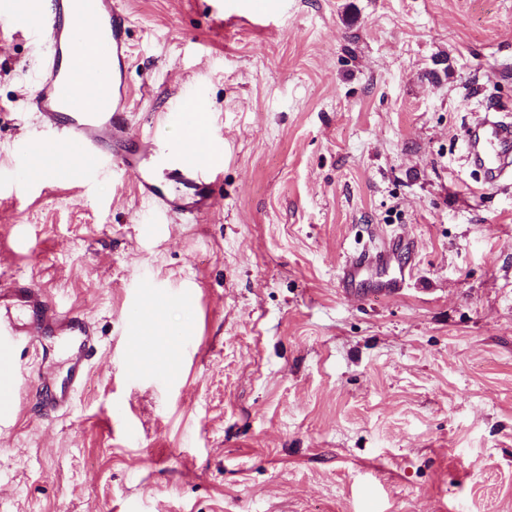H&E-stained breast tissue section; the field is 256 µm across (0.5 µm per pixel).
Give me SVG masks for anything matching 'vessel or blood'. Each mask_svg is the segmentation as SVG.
Wrapping results in <instances>:
<instances>
[{"label":"vessel or blood","instance_id":"b4317fda","mask_svg":"<svg viewBox=\"0 0 512 512\" xmlns=\"http://www.w3.org/2000/svg\"><path fill=\"white\" fill-rule=\"evenodd\" d=\"M0 15L16 32L45 46L44 75L30 101L40 117L39 134L19 152L27 179L61 167L84 178L136 169L141 195L167 213L197 219L211 214L222 177L211 151L133 134L126 79L130 18L117 0H0ZM88 29L96 33L90 42L82 38ZM467 156L482 170L484 185L496 186L512 165V121L477 120L469 129ZM407 246L400 240L351 256L339 276L342 288L395 293L404 274L390 267L396 252ZM49 335L68 341L67 381L57 383L39 371L21 387L17 374L25 356ZM97 343L94 325L75 308L60 305L48 289L25 278L1 288L0 421L15 415L25 392L36 395L44 410H67Z\"/></svg>","mask_w":512,"mask_h":512}]
</instances>
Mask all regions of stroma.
Returning a JSON list of instances; mask_svg holds the SVG:
<instances>
[{
	"mask_svg": "<svg viewBox=\"0 0 512 512\" xmlns=\"http://www.w3.org/2000/svg\"><path fill=\"white\" fill-rule=\"evenodd\" d=\"M254 3L120 0L135 132L209 115L201 224L133 170L19 183L41 53L0 18V284L100 335L69 410L0 425V512H512V185L463 146L512 116V0ZM402 235L400 292L339 288ZM155 300L189 347L143 376L126 314ZM204 112L193 105L184 106L180 112H169L164 114V119L168 122H172L176 126L180 127L183 131H187L192 124V135L198 142H204L207 140V127L198 120L197 116L192 122L193 114Z\"/></svg>",
	"mask_w": 512,
	"mask_h": 512,
	"instance_id": "35a3bbf8",
	"label": "stroma"
}]
</instances>
